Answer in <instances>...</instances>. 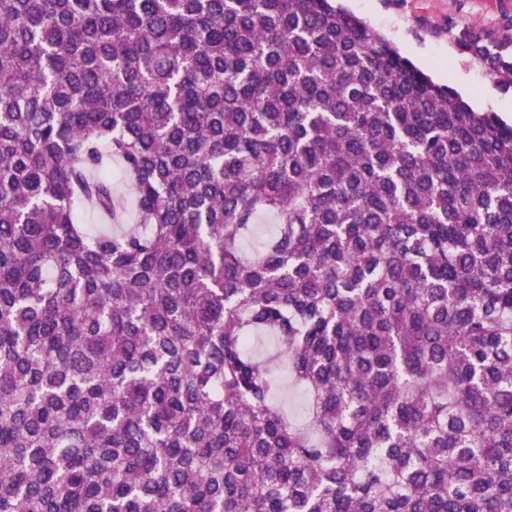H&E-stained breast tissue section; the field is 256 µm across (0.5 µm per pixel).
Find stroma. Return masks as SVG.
<instances>
[{
	"mask_svg": "<svg viewBox=\"0 0 512 512\" xmlns=\"http://www.w3.org/2000/svg\"><path fill=\"white\" fill-rule=\"evenodd\" d=\"M436 83L477 112L512 122V87L500 84L460 44L463 33L488 41L512 32V0H340Z\"/></svg>",
	"mask_w": 512,
	"mask_h": 512,
	"instance_id": "1",
	"label": "stroma"
}]
</instances>
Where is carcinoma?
Masks as SVG:
<instances>
[{
    "label": "carcinoma",
    "instance_id": "1",
    "mask_svg": "<svg viewBox=\"0 0 512 512\" xmlns=\"http://www.w3.org/2000/svg\"><path fill=\"white\" fill-rule=\"evenodd\" d=\"M0 512H512V126L333 0H0Z\"/></svg>",
    "mask_w": 512,
    "mask_h": 512
}]
</instances>
